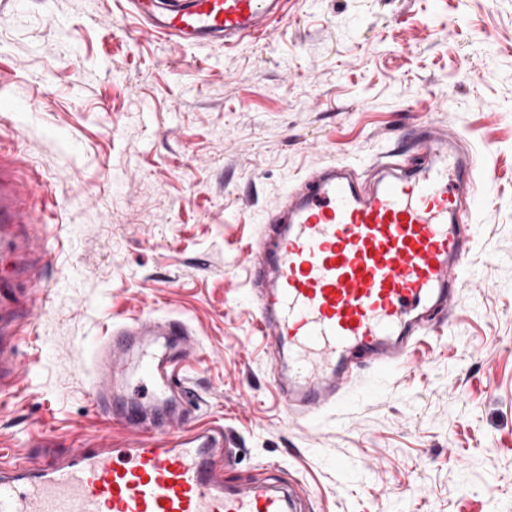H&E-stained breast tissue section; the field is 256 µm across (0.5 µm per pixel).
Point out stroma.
Masks as SVG:
<instances>
[{"label":"stroma","instance_id":"stroma-1","mask_svg":"<svg viewBox=\"0 0 512 512\" xmlns=\"http://www.w3.org/2000/svg\"><path fill=\"white\" fill-rule=\"evenodd\" d=\"M119 0H0V77L24 111L0 156L41 176L58 223L7 224L0 283L49 308L39 359L0 406V449L120 435L91 404L89 346L146 311L184 321L191 427L224 432L229 481L291 485L307 512H512V0H288L227 48L143 36ZM431 124L467 146L488 196L450 322L383 395L287 418L245 256L285 192L329 165L372 182ZM348 460L339 472L333 458Z\"/></svg>","mask_w":512,"mask_h":512}]
</instances>
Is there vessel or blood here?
<instances>
[{"instance_id":"1","label":"vessel or blood","mask_w":512,"mask_h":512,"mask_svg":"<svg viewBox=\"0 0 512 512\" xmlns=\"http://www.w3.org/2000/svg\"><path fill=\"white\" fill-rule=\"evenodd\" d=\"M129 4L143 32L188 46L266 35L284 8V0ZM412 139L422 162L378 163L369 189L345 166L306 176L268 214L274 235L257 238L246 255L258 330L287 355L277 389L289 414L346 404L355 369L390 375L461 300L475 251L473 225L458 220L475 188L472 160L445 132L423 127ZM52 204L31 177L0 189V223H43ZM157 336L164 350L145 352ZM90 352L92 400L124 437L107 433L1 466L0 512H301L288 487L225 480L235 459L221 431L171 430L195 400L175 373L192 353L182 320L143 313ZM34 370L19 346L0 349V403Z\"/></svg>"}]
</instances>
